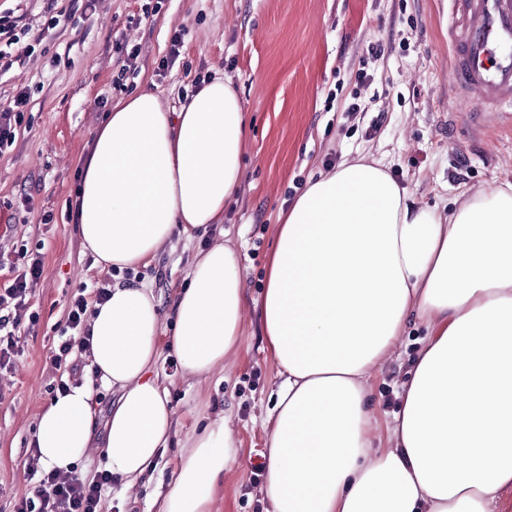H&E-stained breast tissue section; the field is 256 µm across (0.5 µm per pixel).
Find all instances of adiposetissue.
<instances>
[{
  "label": "adipose tissue",
  "instance_id": "1",
  "mask_svg": "<svg viewBox=\"0 0 512 512\" xmlns=\"http://www.w3.org/2000/svg\"><path fill=\"white\" fill-rule=\"evenodd\" d=\"M251 121L216 74L166 108L119 99L83 158L75 201L82 246L102 267L150 264L179 240L222 227L238 194ZM260 318L278 367L263 494L272 512H497L512 490V184L463 192L452 213L416 206L378 161L310 180L287 213ZM173 296L180 375L207 378L241 336L240 258L227 241L194 255ZM426 337L374 451L371 379L410 323ZM163 314L147 282H117L89 319L81 383L38 415L45 470L72 471L92 444L132 488L171 442L158 373ZM117 395L105 421L94 381ZM225 418L193 434L153 512H212L236 461Z\"/></svg>",
  "mask_w": 512,
  "mask_h": 512
}]
</instances>
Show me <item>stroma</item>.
<instances>
[{
  "label": "stroma",
  "instance_id": "obj_1",
  "mask_svg": "<svg viewBox=\"0 0 512 512\" xmlns=\"http://www.w3.org/2000/svg\"><path fill=\"white\" fill-rule=\"evenodd\" d=\"M66 24L45 30L46 0H0L28 33H43L33 53L0 73V106L21 90L30 99L11 148L0 154V209L11 230L0 256L41 253L43 272L20 315L24 349L13 370L0 372V512L33 485L29 458L36 415L57 389L49 357L77 288L109 277L85 253L73 215L79 158L107 115L108 104L140 90L178 104L199 75L230 76L253 120L239 195L224 209V228L240 255L245 291L242 336L223 377L171 373L169 400L179 424L157 470L143 486L113 483L103 512H148L156 486L170 488L193 423L229 418L240 455L224 474L213 512H269L253 473L265 470L264 417L276 401L278 368L265 352L260 304L265 272L287 209L308 179L346 160L376 159L420 206L449 207L462 192L512 182V128L475 130V104L460 103L449 78L445 0H59ZM182 56L159 72L174 32ZM137 57L120 73L116 44ZM29 196L30 207L20 199ZM216 239L200 233L177 243L148 267L166 328L176 289L185 287L193 254ZM421 326H411L371 381L375 447L391 448L384 427L415 359Z\"/></svg>",
  "mask_w": 512,
  "mask_h": 512
}]
</instances>
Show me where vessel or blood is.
<instances>
[{
  "label": "vessel or blood",
  "instance_id": "b4317fda",
  "mask_svg": "<svg viewBox=\"0 0 512 512\" xmlns=\"http://www.w3.org/2000/svg\"><path fill=\"white\" fill-rule=\"evenodd\" d=\"M450 77L478 125L512 124V0H448Z\"/></svg>",
  "mask_w": 512,
  "mask_h": 512
}]
</instances>
